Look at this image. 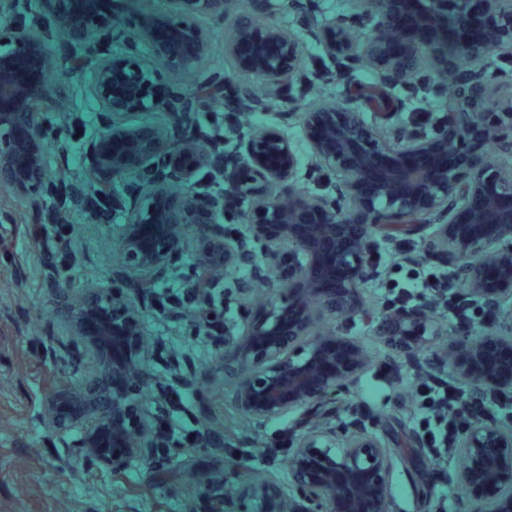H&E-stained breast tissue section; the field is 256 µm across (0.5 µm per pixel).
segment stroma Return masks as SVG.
Here are the masks:
<instances>
[{
	"label": "stroma",
	"mask_w": 512,
	"mask_h": 512,
	"mask_svg": "<svg viewBox=\"0 0 512 512\" xmlns=\"http://www.w3.org/2000/svg\"><path fill=\"white\" fill-rule=\"evenodd\" d=\"M197 22L210 35L207 53L198 68L179 71L177 82L189 88L201 73L221 72L228 75L235 91L260 87V79L240 71L224 51L228 20L202 15ZM302 67L314 76L300 88L306 112L323 100H348L357 87L374 81L367 68L346 79L336 77L331 72L332 60L309 38L304 41ZM93 95L89 78L66 93L55 87L49 90L50 99L56 102V123L73 137L66 154H47L45 165L84 193L89 190L90 175L77 157L85 142L96 135L101 116L82 111L76 101ZM270 127L279 129L300 157L308 156L298 117L273 104L240 116L235 131L228 135L231 149L242 154L248 139ZM141 190L136 178L116 184L120 203L110 208L103 223L91 220L85 208L68 209L71 249L78 257L73 297L91 288L108 290L115 285L124 296H137L135 281H120L114 274L109 238L111 228L125 224ZM30 222L15 195L0 191V512H194L202 496L223 493L251 478L285 481L284 459L267 462L264 452L274 447L281 431L293 429V416L262 421L243 417L231 406L230 384L224 379L223 338L242 335L249 323L250 306L239 291L250 277L246 271L221 268L210 273V286L221 291L230 307L221 337L204 333L199 319L181 309L161 312L147 302L138 305L144 369L153 380L166 383L168 395L153 400L135 392L132 403L172 421L175 437L207 430L222 438L223 447L163 448L159 454L164 462L159 467L147 464L139 454L105 465L88 449L41 425L39 417L48 396L77 378L85 345L81 337L71 336L67 339L70 358L59 360L54 355V285L41 250L29 234ZM200 260L198 249L184 253L173 271L155 276L154 291L169 290L190 301ZM379 285L374 279L360 286L363 299L374 310L372 319L339 314L323 325L327 332L361 343L368 357L337 400L332 421L346 428L356 421L355 407L373 401L370 422L391 450L389 512H467L454 485H438L433 480L435 473L454 470L457 454L436 457L419 447L411 404L418 358L443 357L453 326L441 306L430 304L433 333L422 337L420 355L412 357L392 343ZM232 453L246 458L248 466L228 475L224 463Z\"/></svg>",
	"instance_id": "stroma-1"
}]
</instances>
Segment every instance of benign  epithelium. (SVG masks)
Listing matches in <instances>:
<instances>
[{"mask_svg": "<svg viewBox=\"0 0 512 512\" xmlns=\"http://www.w3.org/2000/svg\"><path fill=\"white\" fill-rule=\"evenodd\" d=\"M160 15L109 9L103 0H0V188L30 199L54 179L45 155L67 148L68 133L52 120L54 108L36 96L50 76L65 89L89 71L102 123L86 142L83 160L92 176L91 195L105 220L114 182L142 177L141 202L113 238L120 265L151 293L153 276L175 267L192 246H202L207 267L249 264L250 285L272 284L245 335L224 337L249 363L239 372L224 364L231 398L250 419L296 412L309 418L343 392L364 364L361 347L345 336H325L327 316L356 312L358 285L375 277L377 245L430 230L439 251L466 284L465 298L497 309L512 299V105L494 109V92L512 91V69L488 74L491 55L512 61V0H361L358 13L306 32L349 74L371 67L384 88L454 92L429 126L405 124L392 113L386 127L368 124L353 101L305 113L304 134L316 169L336 178L323 194H299L298 159L276 129L247 143L245 154L219 169L212 149L191 130L206 105L224 97L226 78L205 74L191 89L173 74L195 67L206 54V35L196 19L224 16V0H171ZM485 24L476 31L472 15ZM60 27L84 55L58 52L51 32ZM119 34L133 48L148 42L155 68L145 78L135 52L114 54L105 35ZM242 71L263 81L265 96L249 93L250 107L276 103L286 112L300 106L301 42L277 27L238 20L224 43ZM156 108L166 124L128 125L118 116ZM278 155L270 164L269 156ZM228 187L197 190L203 169ZM248 201L242 223L251 243L214 229L224 215V197ZM58 287L61 336L86 343L76 392L48 398L45 428L60 434L80 423L76 442L101 460L116 462L112 448H176L159 433L154 417L127 402V381L141 373L143 339L134 303L100 290L77 303L66 300L72 266ZM501 353L484 363L485 344ZM449 376L469 395L512 394V331L474 337L455 333ZM342 449L336 454L334 449ZM464 459L455 480L465 490L469 512H512V428L486 419L466 424L457 448ZM390 451L375 430H345L306 423L292 441L288 483L245 482L234 493L213 496L205 512H388ZM494 479H489V476Z\"/></svg>", "mask_w": 512, "mask_h": 512, "instance_id": "7a95c632", "label": "benign epithelium"}]
</instances>
